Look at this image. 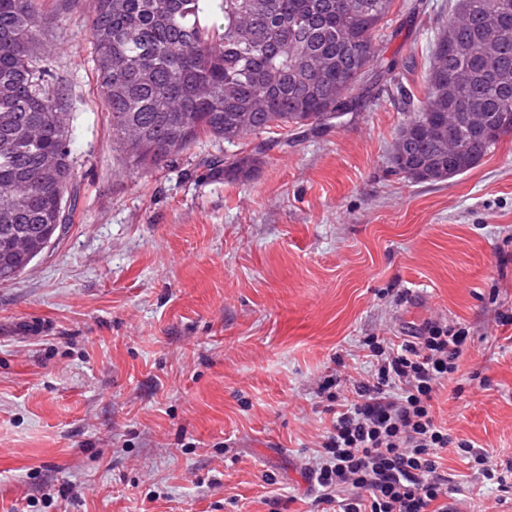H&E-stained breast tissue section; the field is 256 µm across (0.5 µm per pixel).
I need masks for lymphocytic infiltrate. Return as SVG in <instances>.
I'll use <instances>...</instances> for the list:
<instances>
[{
	"mask_svg": "<svg viewBox=\"0 0 512 512\" xmlns=\"http://www.w3.org/2000/svg\"><path fill=\"white\" fill-rule=\"evenodd\" d=\"M469 333L465 324L433 320L398 344L370 336L367 375L323 381L331 425L308 467L316 503L340 512H450L439 453L451 439L432 399L457 371Z\"/></svg>",
	"mask_w": 512,
	"mask_h": 512,
	"instance_id": "1",
	"label": "lymphocytic infiltrate"
}]
</instances>
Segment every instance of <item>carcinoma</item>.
<instances>
[{"label": "carcinoma", "mask_w": 512, "mask_h": 512, "mask_svg": "<svg viewBox=\"0 0 512 512\" xmlns=\"http://www.w3.org/2000/svg\"><path fill=\"white\" fill-rule=\"evenodd\" d=\"M392 0H97L90 25L112 142L147 170L202 138L228 144L323 124L364 99ZM39 0H0V282L17 279L70 220V97L42 43ZM427 98L397 138L416 182L469 171L512 135V0H457L437 37ZM263 146L203 163L245 180Z\"/></svg>", "instance_id": "cac0c4a2"}]
</instances>
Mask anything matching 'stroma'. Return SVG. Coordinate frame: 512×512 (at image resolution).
Masks as SVG:
<instances>
[{
    "mask_svg": "<svg viewBox=\"0 0 512 512\" xmlns=\"http://www.w3.org/2000/svg\"><path fill=\"white\" fill-rule=\"evenodd\" d=\"M75 110L66 232L0 283V512H334L303 473L331 416L317 390L370 365L368 336L426 322L471 339L433 408L456 512H512L458 441L512 465V136L419 183L392 155L455 0H393L357 109L265 134L246 180L196 178L252 135L127 167L96 85L95 0H41ZM47 325L27 335L26 321Z\"/></svg>",
    "mask_w": 512,
    "mask_h": 512,
    "instance_id": "obj_1",
    "label": "stroma"
}]
</instances>
